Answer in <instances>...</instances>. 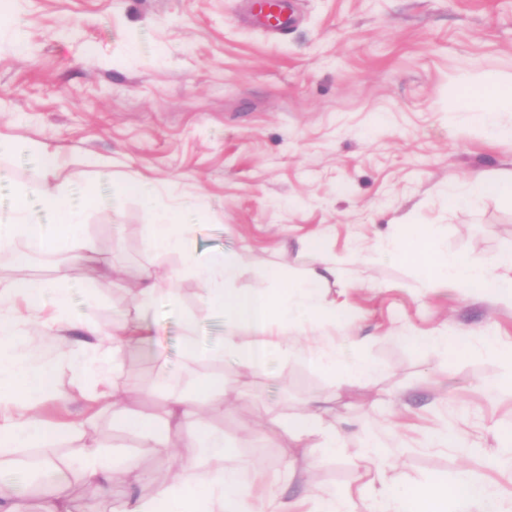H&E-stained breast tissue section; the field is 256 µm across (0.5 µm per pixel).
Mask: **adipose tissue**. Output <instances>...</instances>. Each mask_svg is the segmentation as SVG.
I'll return each instance as SVG.
<instances>
[{"label": "adipose tissue", "instance_id": "1", "mask_svg": "<svg viewBox=\"0 0 512 512\" xmlns=\"http://www.w3.org/2000/svg\"><path fill=\"white\" fill-rule=\"evenodd\" d=\"M512 104V86L491 84L480 88L463 85L449 106L457 112L480 115L491 136L502 133L495 121L497 112ZM43 207L53 211L55 223L45 226L29 217L27 194H19L11 215L0 221V244L7 245L17 264H26L33 248L48 249L66 246L73 265L59 268L53 284L18 279L0 284V454L19 447H38L53 435V428L34 412L35 403L54 396V369L39 361L36 350L19 342L18 312H26L28 320L41 334L59 335L76 329L86 336L68 357L69 364L91 375V399L98 412L117 409L121 403L118 378L122 373L121 352L125 347L152 343L155 356H162L161 344L153 343L151 330L143 321H126L118 325L111 344L100 339L98 327L71 314L66 303L67 286L72 266H79L87 284L106 277L109 264L98 258L94 245L82 233V212L61 194L47 191L41 196ZM190 225L184 224L179 213L169 211L150 227V244L160 254L179 253L182 265L179 273L196 279L207 306L221 308L227 332L222 350L203 353L194 340H187L184 354L191 361L222 363L225 353L232 352L241 366L250 372L263 370L270 355L287 356L289 328L305 333L313 324L335 325L336 308L320 294L319 276L307 282L287 285L282 271L268 274L269 286L246 291L234 288L238 274L235 259L226 253L207 257L195 255L187 247ZM434 239L411 232L399 246L402 256L429 258L435 267L425 285L439 290L454 288L468 295L483 288H494L499 299L512 303V252L497 255L484 262H470L450 254L432 253ZM250 327L254 339L246 346L237 341L239 326ZM224 410V379L211 373L198 380L191 391L172 392L166 397L160 416H129L125 423L136 430L144 446L156 449L173 471L171 480L158 495L144 498L135 484L139 479L135 460L115 466L109 453L102 450L92 437L95 415L81 424H68L67 429L83 439V450L74 472L51 468L54 480L65 481L76 476L98 496L116 495L113 512H297L296 502L270 493L255 496L236 472L225 469L224 457L229 449L218 432L196 438L188 432L189 424L198 422L204 412ZM363 448L359 456L361 467L375 465V485L365 504L366 512H500L501 502L512 497V491L498 488L474 478L468 471H459L456 484L464 493L449 495L442 480H432L430 487L410 492L390 487L383 482L382 471L394 463L397 453L377 442L371 430H364ZM187 444L200 448L199 454L187 457L180 449ZM200 470L202 482L192 486L183 476Z\"/></svg>", "mask_w": 512, "mask_h": 512}]
</instances>
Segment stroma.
<instances>
[{
  "label": "stroma",
  "mask_w": 512,
  "mask_h": 512,
  "mask_svg": "<svg viewBox=\"0 0 512 512\" xmlns=\"http://www.w3.org/2000/svg\"><path fill=\"white\" fill-rule=\"evenodd\" d=\"M293 3L298 22L276 36L246 20L247 0H0V137L14 146L0 158V217L23 191L33 221L53 224L39 200L47 187L84 209L83 234L112 274L91 288L73 272L67 305L106 340L132 319L161 336L164 360L145 348L123 351L124 404L154 413L162 375L207 372L188 366L187 336L206 351L224 341V314L203 307L194 279L177 277L176 295L147 308L132 302L129 287L143 270L181 266L179 255L149 246L154 210L183 211L196 254L234 252L244 290L265 284L270 268L308 278L316 257L307 243L318 239L341 270L323 285L339 321L308 328L307 344L271 359L262 375L225 357L232 402L202 421L234 449L225 469L290 499L366 487L356 458L367 421L398 450L386 471L396 488L448 482L463 467L512 488V467L494 460L512 450V304L490 288L478 296L425 288L424 270L389 249L416 226L442 254L479 261L512 251V206L481 196L448 207L449 186L466 187L475 174L512 181V138L489 139L478 118L448 109L461 82L512 84V0ZM37 143L59 153L52 175ZM132 177L153 185V208L137 194L117 196ZM66 256L39 250L20 266L0 249V279L52 283ZM460 331L470 348L458 354L414 342ZM19 334L54 364L56 390L67 396L36 412L53 426L90 413L91 381L63 359L77 334L60 343L26 324ZM491 337L499 353L486 352ZM328 345L372 372L345 384L306 352ZM316 396L324 426L343 443L317 464L303 444L283 452L258 423L301 417ZM443 429L470 453L434 446ZM97 437L115 459L136 458L142 496L158 492L166 463L137 434L106 411ZM82 444L62 431L44 446L14 449L0 462V486L43 512L46 480L31 459L72 466Z\"/></svg>",
  "instance_id": "1"
}]
</instances>
